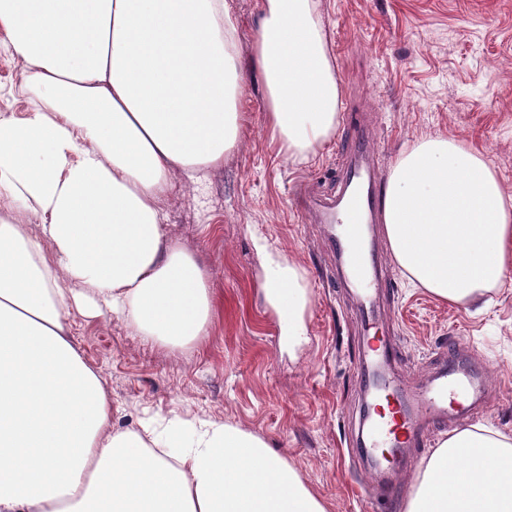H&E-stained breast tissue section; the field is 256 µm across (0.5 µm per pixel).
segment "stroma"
Masks as SVG:
<instances>
[{
    "label": "stroma",
    "mask_w": 512,
    "mask_h": 512,
    "mask_svg": "<svg viewBox=\"0 0 512 512\" xmlns=\"http://www.w3.org/2000/svg\"><path fill=\"white\" fill-rule=\"evenodd\" d=\"M336 59L341 106L372 116L380 162L391 168L414 140L450 135L481 151L512 195V0H317ZM238 149L204 185L180 173L164 205L166 240L193 253L213 294L207 336L186 349L152 345L110 313L73 314L78 351L112 398V426L138 428L144 413L220 419L263 437L305 478L327 512H371L366 467L345 444L362 396L357 303L323 277L319 225L296 213L291 188L336 174L344 128L306 162L283 156L265 124L256 77L243 95ZM265 240L303 269L311 293L306 342L288 349L263 298ZM387 325L402 348L396 374L428 380L444 342L457 341L485 373L480 425L512 436V274L485 304L434 298L395 268Z\"/></svg>",
    "instance_id": "obj_1"
}]
</instances>
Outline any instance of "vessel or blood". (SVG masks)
Returning a JSON list of instances; mask_svg holds the SVG:
<instances>
[{"label": "vessel or blood", "instance_id": "vessel-or-blood-1", "mask_svg": "<svg viewBox=\"0 0 512 512\" xmlns=\"http://www.w3.org/2000/svg\"><path fill=\"white\" fill-rule=\"evenodd\" d=\"M346 124L349 135L339 150L340 191L305 196L301 208L303 215L325 225L331 254L351 264V285L363 330L356 377L371 395V428L359 444V453L373 464L389 466L395 450L427 446L430 428L444 425L449 413L467 412L484 390L473 369L460 362L453 341L423 389L406 392L392 379L388 368L401 351L381 329L380 310L383 296L393 291L395 278L379 254L367 249L361 231L362 225L378 223L382 214L379 150L356 114H347Z\"/></svg>", "mask_w": 512, "mask_h": 512}]
</instances>
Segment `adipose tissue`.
<instances>
[{
	"mask_svg": "<svg viewBox=\"0 0 512 512\" xmlns=\"http://www.w3.org/2000/svg\"><path fill=\"white\" fill-rule=\"evenodd\" d=\"M0 32L28 101L0 113V512H326L287 459L224 421L112 429V400L68 333L74 311L107 310L168 348L207 335L206 273L161 230L170 175L204 182L237 149L250 66L288 158L334 136L341 88L317 0H261L247 55L224 0H0ZM384 224L397 264L437 299L470 304L512 271V196L454 137L397 157ZM261 288L302 343L304 271L267 254ZM404 512H512V437L448 435Z\"/></svg>",
	"mask_w": 512,
	"mask_h": 512,
	"instance_id": "adipose-tissue-1",
	"label": "adipose tissue"
}]
</instances>
